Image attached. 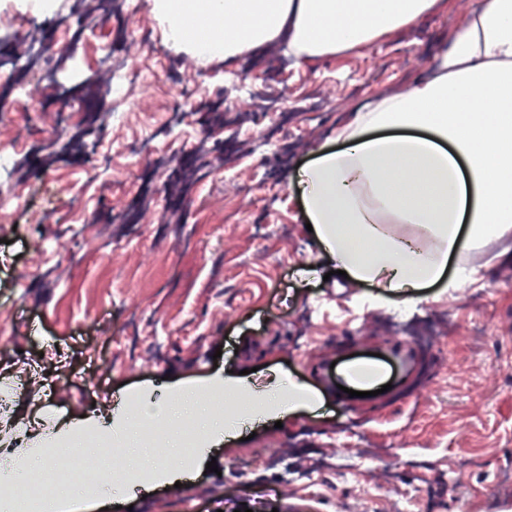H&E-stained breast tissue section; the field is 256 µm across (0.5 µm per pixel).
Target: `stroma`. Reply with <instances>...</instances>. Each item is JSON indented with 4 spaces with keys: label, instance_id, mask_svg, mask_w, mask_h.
Masks as SVG:
<instances>
[{
    "label": "stroma",
    "instance_id": "obj_1",
    "mask_svg": "<svg viewBox=\"0 0 512 512\" xmlns=\"http://www.w3.org/2000/svg\"><path fill=\"white\" fill-rule=\"evenodd\" d=\"M123 0H107L103 16L85 19L78 45L85 76L95 74L98 46L117 30L141 43L139 64L155 85L136 108L138 81L115 108L124 123L102 125L111 145L112 191L104 193L93 158L44 165L32 148L50 132L39 112H15L23 139L0 133V146L21 161L0 193L27 194L25 208L0 217V389L23 382L0 413V451L29 448L39 418L58 424L114 406L116 394L167 395L182 383L248 369L246 392L268 391L276 377L314 393L308 408L281 427L259 421L194 459L193 479L138 492L132 512H400L399 493L418 488L434 512H512V264L475 255L477 281L467 288H429L405 308L368 285L328 276L306 227L292 181L361 102L406 90L452 38L475 0H437L416 27L394 31L371 50L300 63L280 37L239 58L203 60L168 42L148 0L126 16ZM187 99L224 105V125L204 113L188 118L159 155L131 162L121 145L163 126L172 87ZM320 88L335 109L323 120L291 112L276 147L254 155L267 124L253 95L273 92L292 102ZM222 148L201 185L185 187L178 170L191 146ZM246 204L235 230L224 227L225 204ZM129 221L109 223L111 206ZM266 218L256 240L252 220ZM480 324L481 336L471 334ZM393 341L417 354L411 372L392 369L391 388L345 399L324 366ZM393 448L388 477L376 467L355 476L331 469L347 439ZM215 462L217 472L207 469ZM319 464L316 486L299 477Z\"/></svg>",
    "mask_w": 512,
    "mask_h": 512
}]
</instances>
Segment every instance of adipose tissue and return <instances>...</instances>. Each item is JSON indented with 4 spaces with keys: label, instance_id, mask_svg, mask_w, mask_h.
<instances>
[{
    "label": "adipose tissue",
    "instance_id": "ef3b65f1",
    "mask_svg": "<svg viewBox=\"0 0 512 512\" xmlns=\"http://www.w3.org/2000/svg\"><path fill=\"white\" fill-rule=\"evenodd\" d=\"M168 41L199 57L235 58L288 32V53L310 60L370 47L423 21L437 0H151ZM482 107H471L473 97ZM339 150L319 149L294 185L332 270L405 304L446 278L450 258L495 243L512 258V0H477L449 46L402 93L379 95L337 127ZM199 386L135 407L140 421L176 422L203 410ZM291 386L273 399L230 405L285 418L306 402Z\"/></svg>",
    "mask_w": 512,
    "mask_h": 512
}]
</instances>
